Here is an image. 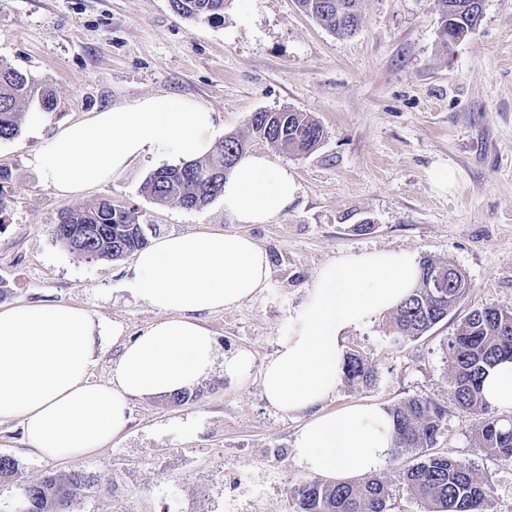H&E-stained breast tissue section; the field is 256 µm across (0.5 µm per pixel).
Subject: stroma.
Instances as JSON below:
<instances>
[{
	"label": "stroma",
	"mask_w": 512,
	"mask_h": 512,
	"mask_svg": "<svg viewBox=\"0 0 512 512\" xmlns=\"http://www.w3.org/2000/svg\"><path fill=\"white\" fill-rule=\"evenodd\" d=\"M361 25L340 37L299 11L296 0H225L222 18L190 19L170 0H0V62L55 96L38 129L0 140L12 173L0 225V306L68 303L118 325L91 370L107 382L124 345L157 311L128 289L134 259L72 253L53 229L62 210L112 198L134 208L148 240L169 234L245 233L270 259L268 288L239 307L204 316L220 356L188 400L133 399L126 430L95 456L58 461L34 454L18 422L0 424V455L25 480L87 472L103 491L73 512H294L291 491L312 480L293 455L301 415L264 397L261 370L285 333L291 308L318 268L336 256L403 250L451 263L471 287L447 319L422 337L394 340L388 316L352 330L346 350L375 366L370 385L341 384L323 409L354 403L391 409L429 397L449 408L437 451H449L486 483L491 512H512V466L474 442L475 422L450 408L447 345L471 310L512 311V0H484L476 30L451 50L439 41L436 0H361ZM196 99L224 134L288 168L298 192L270 224H239L221 200L200 210L158 204L140 187L167 161L155 154L79 197L45 187L32 160L66 124L144 96ZM305 112L324 129L317 149L294 156L251 138L263 110ZM450 166L441 192L429 172ZM253 356L246 376L223 360ZM417 450L390 455L379 470L395 493L392 512H424L403 485Z\"/></svg>",
	"instance_id": "obj_1"
}]
</instances>
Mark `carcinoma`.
Wrapping results in <instances>:
<instances>
[{
	"label": "carcinoma",
	"instance_id": "cac0c4a2",
	"mask_svg": "<svg viewBox=\"0 0 512 512\" xmlns=\"http://www.w3.org/2000/svg\"><path fill=\"white\" fill-rule=\"evenodd\" d=\"M308 16L329 31L345 36L358 29L360 0H297ZM441 14V43L465 37L482 15L483 0H437ZM178 15L186 18L218 17L224 0H171ZM38 99L44 110L54 107L49 90L24 73L0 63V139L19 136L24 107ZM251 135L286 153L307 154L323 138V128L305 112L260 111L249 120ZM247 140L228 135L206 158L161 167L142 183L141 193L159 204L175 203L186 210L207 206L218 197L229 172L246 153ZM10 170L0 167V224L4 223ZM57 240L71 251L90 259L121 260L147 246L148 240L136 212L110 198L95 199L75 210L60 213L55 224ZM416 288L395 309L389 329L397 340H414L439 324L464 297L468 281L455 265L424 259ZM443 275L441 288L429 287L435 274ZM512 359V312L494 306L470 311L448 340V372L455 408L475 419V443L496 461L512 466V419L488 415L482 380L499 361ZM346 383L367 384L374 378L368 358L353 350L343 364ZM394 421L393 450L421 449L420 461L403 473L406 490L426 506V512H488L489 488L470 467L450 452L431 453L448 407L430 398L407 399L390 410ZM18 486L7 512H71L76 502L100 491L96 476L85 472L46 473L35 482L22 479L17 461L0 455V484ZM295 512H389L392 489L374 474L358 482L313 480L291 490Z\"/></svg>",
	"mask_w": 512,
	"mask_h": 512
}]
</instances>
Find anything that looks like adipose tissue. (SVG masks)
<instances>
[{
    "instance_id": "1",
    "label": "adipose tissue",
    "mask_w": 512,
    "mask_h": 512,
    "mask_svg": "<svg viewBox=\"0 0 512 512\" xmlns=\"http://www.w3.org/2000/svg\"><path fill=\"white\" fill-rule=\"evenodd\" d=\"M222 133L214 112L189 99L148 95L64 126L37 153L42 183L74 196L105 185L146 154L185 161L211 154ZM297 183L261 154H243L220 198L240 224H268L293 203ZM267 253L246 234L197 231L158 238L139 251L133 294L159 319L125 344L106 383L92 382L95 355L117 327L70 304L25 302L0 308V423L19 422L35 453L53 460L89 457L129 423L132 398L191 388L216 360L202 315L241 305L269 286ZM420 267L404 251L346 253L316 271L286 320L262 372L267 400L307 420L294 440L308 471L346 482L376 472L394 444L391 415L374 404L325 413L343 379L350 330L393 311L417 286Z\"/></svg>"
}]
</instances>
